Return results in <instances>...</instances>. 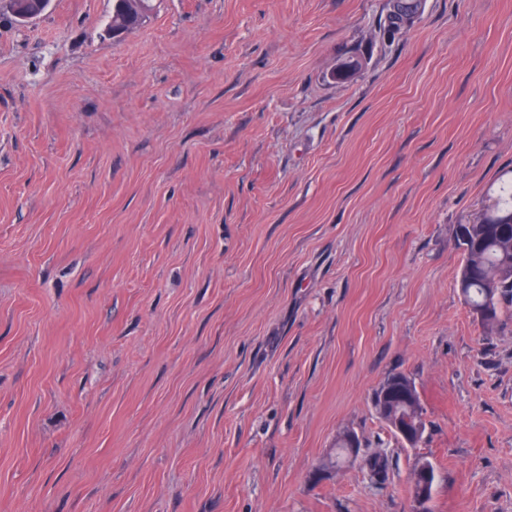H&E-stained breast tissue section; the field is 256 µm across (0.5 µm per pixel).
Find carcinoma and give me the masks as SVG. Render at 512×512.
I'll return each mask as SVG.
<instances>
[{
    "label": "carcinoma",
    "mask_w": 512,
    "mask_h": 512,
    "mask_svg": "<svg viewBox=\"0 0 512 512\" xmlns=\"http://www.w3.org/2000/svg\"><path fill=\"white\" fill-rule=\"evenodd\" d=\"M153 10L154 0H112V33L134 28ZM418 10V0H393L389 23L399 27L412 21ZM457 241L463 255L460 292L469 306L486 312L484 329L491 331L500 321L503 305L512 303V186L501 187L493 213L484 220L459 225ZM403 385L410 397L417 395L415 385L402 374L388 377L375 393V411L387 424L409 416L410 407L396 394ZM363 468L375 484L387 483L390 464L386 457H366Z\"/></svg>",
    "instance_id": "carcinoma-1"
}]
</instances>
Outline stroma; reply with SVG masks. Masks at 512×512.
Here are the masks:
<instances>
[{
  "instance_id": "stroma-1",
  "label": "stroma",
  "mask_w": 512,
  "mask_h": 512,
  "mask_svg": "<svg viewBox=\"0 0 512 512\" xmlns=\"http://www.w3.org/2000/svg\"><path fill=\"white\" fill-rule=\"evenodd\" d=\"M388 11L0 15V512H412L420 457L427 512H512V317L477 321L456 238L512 180V0ZM343 430L385 487L312 480ZM418 0H394L391 4L389 23L393 27L411 22L418 14ZM404 384L406 385L412 400L409 404L411 408L407 406L403 400L395 393V391ZM416 395L417 390L415 385L408 377L402 374H394L389 376L377 389L374 397V408L376 413L385 421L387 425H389L398 417L401 419L404 417H409V411L412 410V413L416 414V417L421 423L422 432L420 440H422L423 434L425 432V421L423 418V409L420 405L418 395V414L414 408L413 399ZM406 423L411 424L412 422L408 419L405 420V423H402L399 420H395L394 424L391 425V428L394 432H396L397 436L406 447L414 448L418 444V424H413L414 428L411 429L406 425ZM363 468L366 470L369 478L376 485L384 486L389 477L390 464L384 456H371L363 459Z\"/></svg>"
}]
</instances>
